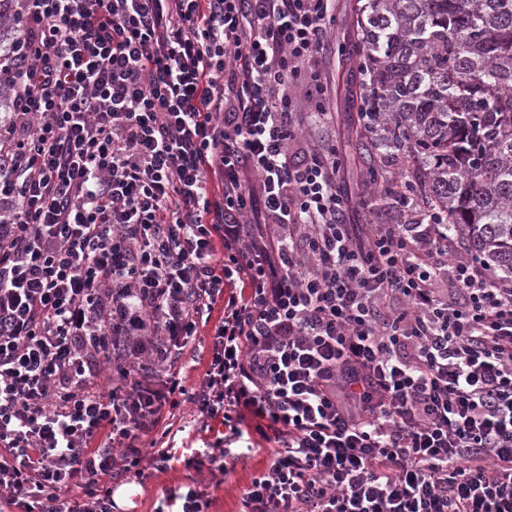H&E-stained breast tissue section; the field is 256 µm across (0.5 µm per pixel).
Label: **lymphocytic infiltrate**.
<instances>
[{
  "instance_id": "f902f5d3",
  "label": "lymphocytic infiltrate",
  "mask_w": 512,
  "mask_h": 512,
  "mask_svg": "<svg viewBox=\"0 0 512 512\" xmlns=\"http://www.w3.org/2000/svg\"><path fill=\"white\" fill-rule=\"evenodd\" d=\"M333 0H22L0 53V507L112 512L184 394L226 475L269 442L245 512H512V282L445 225L347 223L336 151L288 89ZM224 177L213 199L210 173ZM449 274L453 285L437 280ZM116 378H108V371Z\"/></svg>"
}]
</instances>
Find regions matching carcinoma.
Returning <instances> with one entry per match:
<instances>
[{
  "label": "carcinoma",
  "mask_w": 512,
  "mask_h": 512,
  "mask_svg": "<svg viewBox=\"0 0 512 512\" xmlns=\"http://www.w3.org/2000/svg\"><path fill=\"white\" fill-rule=\"evenodd\" d=\"M348 141L365 181L512 279V0H355Z\"/></svg>",
  "instance_id": "1"
}]
</instances>
